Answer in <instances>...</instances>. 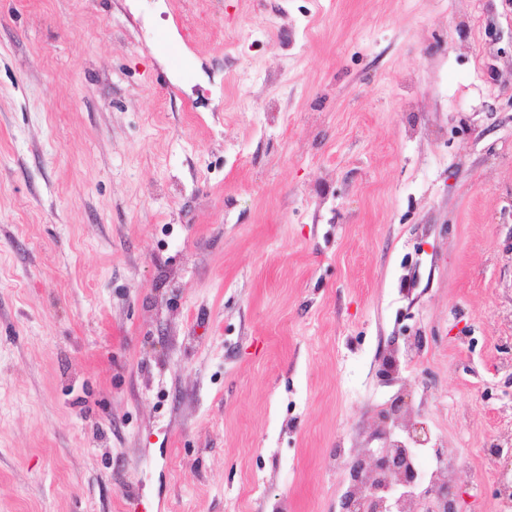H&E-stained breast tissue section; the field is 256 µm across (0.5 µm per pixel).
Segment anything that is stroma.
Listing matches in <instances>:
<instances>
[{
	"instance_id": "35a3bbf8",
	"label": "stroma",
	"mask_w": 512,
	"mask_h": 512,
	"mask_svg": "<svg viewBox=\"0 0 512 512\" xmlns=\"http://www.w3.org/2000/svg\"><path fill=\"white\" fill-rule=\"evenodd\" d=\"M511 308L512 0H0V512H497ZM370 460L371 465L368 468L366 459L360 456L349 468L352 480L357 482L366 480V508H358L353 498L345 495L341 499L340 512H387L386 504L393 483L416 481V475L408 467L403 449L393 451L390 448H379L371 455ZM401 489V493L393 501H389V512H441L440 507L426 501L425 496H418L412 487L406 488L400 485L396 486ZM419 505H418V504ZM408 504V507L404 505Z\"/></svg>"
}]
</instances>
